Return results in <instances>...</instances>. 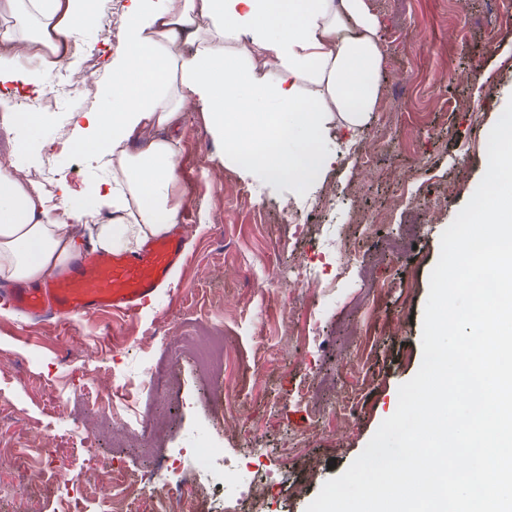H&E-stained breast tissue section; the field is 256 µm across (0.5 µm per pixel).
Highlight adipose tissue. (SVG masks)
Returning a JSON list of instances; mask_svg holds the SVG:
<instances>
[{
    "mask_svg": "<svg viewBox=\"0 0 512 512\" xmlns=\"http://www.w3.org/2000/svg\"><path fill=\"white\" fill-rule=\"evenodd\" d=\"M89 3L0 0L15 16L0 29V82L41 89ZM127 16L109 100L85 114L76 137L112 181L76 200L65 184L52 192L1 167L0 282L55 277L85 233L100 250H133L177 224L173 132L188 104L206 113L226 162L262 185L285 179L300 189L333 162L317 149L329 125L362 127L376 108L383 53L367 0H128ZM31 20L42 33L27 52L40 66L25 72L5 50ZM182 38L189 52H172ZM229 42L247 69L225 62ZM267 100L275 111L255 120Z\"/></svg>",
    "mask_w": 512,
    "mask_h": 512,
    "instance_id": "obj_1",
    "label": "adipose tissue"
}]
</instances>
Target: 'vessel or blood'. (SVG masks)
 <instances>
[{
	"instance_id": "1",
	"label": "vessel or blood",
	"mask_w": 512,
	"mask_h": 512,
	"mask_svg": "<svg viewBox=\"0 0 512 512\" xmlns=\"http://www.w3.org/2000/svg\"><path fill=\"white\" fill-rule=\"evenodd\" d=\"M183 256L180 235H164L132 252L87 250L56 280L15 285L7 300L35 318L66 320L105 312L129 314L155 299Z\"/></svg>"
}]
</instances>
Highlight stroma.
<instances>
[{"mask_svg":"<svg viewBox=\"0 0 512 512\" xmlns=\"http://www.w3.org/2000/svg\"><path fill=\"white\" fill-rule=\"evenodd\" d=\"M125 0H93L91 19L70 39L72 70L85 83L61 91L30 127L38 100L9 84L10 121L0 120V167L65 179L72 196L105 182L74 142V116L102 106L109 61L127 25ZM385 55L380 110L356 132L320 145L338 160L297 192L268 188L224 160L205 112L184 113L176 171L186 230L185 264L170 290L128 316L35 323L0 304V439L20 465L51 438L72 465L85 461V429L96 436L90 486L110 463L136 479L176 448H214L249 482L252 467L281 474L258 512H306L324 483L363 451L398 405V388L422 361V317L440 236L481 181L487 138L512 98V22L501 0H369ZM112 30L116 40L103 39ZM27 150L17 153V137ZM425 167H418V160ZM415 223V247L397 257L376 240ZM303 225L294 237V225ZM305 264L308 281L279 273ZM313 327L295 344L289 323ZM78 352L91 371L79 378ZM334 385L318 405L304 385ZM235 391L229 408L214 382ZM122 388L126 416L151 417L141 439L119 427L93 393ZM59 478L24 473L0 489V512H65Z\"/></svg>","mask_w":512,"mask_h":512,"instance_id":"1","label":"stroma"}]
</instances>
